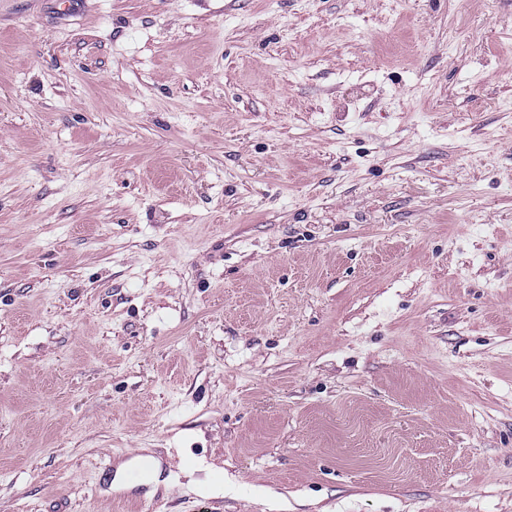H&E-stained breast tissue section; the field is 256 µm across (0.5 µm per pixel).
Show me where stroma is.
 I'll use <instances>...</instances> for the list:
<instances>
[{
	"instance_id": "1",
	"label": "stroma",
	"mask_w": 512,
	"mask_h": 512,
	"mask_svg": "<svg viewBox=\"0 0 512 512\" xmlns=\"http://www.w3.org/2000/svg\"><path fill=\"white\" fill-rule=\"evenodd\" d=\"M0 512H512V0H0Z\"/></svg>"
}]
</instances>
